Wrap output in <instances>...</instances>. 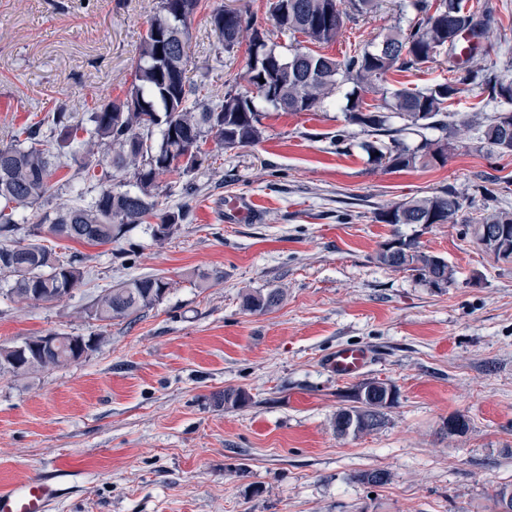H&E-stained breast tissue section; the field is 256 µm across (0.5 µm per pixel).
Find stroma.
Segmentation results:
<instances>
[{
    "mask_svg": "<svg viewBox=\"0 0 512 512\" xmlns=\"http://www.w3.org/2000/svg\"><path fill=\"white\" fill-rule=\"evenodd\" d=\"M189 31L187 77L223 96L247 89V44L225 53L208 10L264 15L267 0H202ZM473 66L512 80V0H491ZM158 0H0V135L75 115L123 95ZM404 0L345 22L314 52L344 58L406 27ZM343 83L311 112L260 103L264 139L214 150L195 172L201 192L188 223L164 244L145 226L109 245L61 242L85 258L73 297L15 302L0 296V345L50 332L97 337L80 360L28 378L0 376V488L66 469L50 512H497L512 487V262L486 255L461 224L402 225L424 250L448 259L443 291L379 264L392 227L380 210L449 186L477 213L512 207V154L462 131L444 165L395 171L360 147L337 151L352 92ZM63 157L54 204L91 202L93 185ZM252 199L255 221L227 224L224 204ZM221 283L196 287L194 274ZM160 274L163 303L111 325L84 319L102 289ZM283 289L264 314L242 293ZM366 347L364 379L393 384L397 401L379 429L336 437L332 422L352 381L324 357ZM241 407L218 406L225 389ZM465 432L449 434L450 415ZM381 470L370 485L356 473Z\"/></svg>",
    "mask_w": 512,
    "mask_h": 512,
    "instance_id": "35a3bbf8",
    "label": "stroma"
}]
</instances>
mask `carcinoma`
<instances>
[{"label": "carcinoma", "mask_w": 512, "mask_h": 512, "mask_svg": "<svg viewBox=\"0 0 512 512\" xmlns=\"http://www.w3.org/2000/svg\"><path fill=\"white\" fill-rule=\"evenodd\" d=\"M202 0H159L132 65V81L124 96L102 102L80 120L60 107L51 116V132L38 126L11 129L0 139V237L19 231L17 216L31 211L35 222L26 241L0 243V282L20 301H58L71 297L84 280L83 258L59 256L41 244L42 228L62 240L106 245L123 238L140 224L149 225L157 242L169 240L190 217V201L198 194L190 176L207 161L202 145L207 140L227 150L250 147L263 140L261 112L254 95L282 112H308L332 95L339 83L354 84V101L344 110L347 125L376 140L364 144L372 162L388 169L422 168L445 164L460 126L448 112V102L458 85L477 82L497 104L493 115L475 126L481 139L502 154L512 153V80L469 70L444 82L424 88L381 89V102L370 105L358 96L377 90L376 81L391 72H403L433 60L442 50L453 54L460 37L479 34V9L464 0H408L413 18L407 31H391L383 41L391 49L376 46L357 49L338 60L323 54L293 50L287 54L268 46L266 30L258 20L247 21L227 5L211 9L208 23L224 51L241 44L242 32H250L251 63L245 92L230 86L221 101L202 93V87L187 79L188 32ZM379 0H268V15L276 28L294 36L303 35L312 44L336 40L344 22L376 11ZM403 121L400 129L390 119ZM411 130L438 132L411 148L401 133ZM80 158L81 179L101 168L96 178L98 194L87 205L49 207L55 195L52 177L61 164L64 149L74 145ZM176 173L181 178L183 202L167 205V190L160 176ZM379 222L392 225L391 235L379 244L375 260L395 271L410 273L432 288L439 281L453 285L455 268L448 260L422 250L416 238L399 231L404 224H464L479 237L483 224H496L512 235V210L501 209L486 216L465 215L464 200L451 188L392 205L377 214ZM171 282L158 275H144L105 289L95 299L87 316L109 324L135 319L163 302ZM283 299L281 290H253L241 296V306L253 313L272 310ZM71 342L44 349L21 365L0 361V374H30L71 361ZM397 398L375 401L349 396L338 409L334 429L340 437L368 434L383 426L384 410Z\"/></svg>", "instance_id": "obj_1"}]
</instances>
